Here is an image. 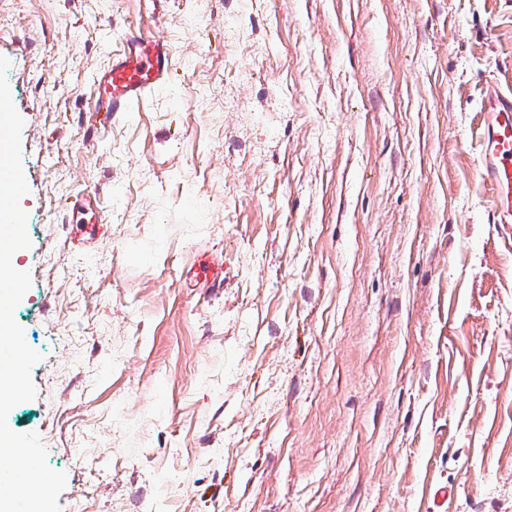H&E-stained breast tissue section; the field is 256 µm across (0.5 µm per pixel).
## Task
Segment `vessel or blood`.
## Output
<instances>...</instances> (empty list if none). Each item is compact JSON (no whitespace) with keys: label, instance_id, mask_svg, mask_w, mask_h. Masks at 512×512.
Wrapping results in <instances>:
<instances>
[{"label":"vessel or blood","instance_id":"obj_1","mask_svg":"<svg viewBox=\"0 0 512 512\" xmlns=\"http://www.w3.org/2000/svg\"><path fill=\"white\" fill-rule=\"evenodd\" d=\"M171 65L167 43L127 31L122 55L95 80L97 93L89 111L108 117L126 111L168 76ZM481 114L478 171L493 193L490 221L502 225L503 240L512 245V90L486 82Z\"/></svg>","mask_w":512,"mask_h":512}]
</instances>
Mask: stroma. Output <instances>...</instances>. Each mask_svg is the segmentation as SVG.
<instances>
[{
    "label": "stroma",
    "mask_w": 512,
    "mask_h": 512,
    "mask_svg": "<svg viewBox=\"0 0 512 512\" xmlns=\"http://www.w3.org/2000/svg\"><path fill=\"white\" fill-rule=\"evenodd\" d=\"M131 26L172 73L95 126ZM0 56L42 356L8 424L60 512H512V247L477 166L512 0H0Z\"/></svg>",
    "instance_id": "1"
}]
</instances>
